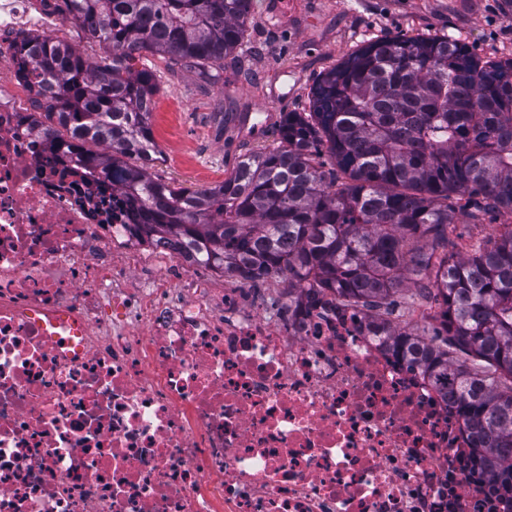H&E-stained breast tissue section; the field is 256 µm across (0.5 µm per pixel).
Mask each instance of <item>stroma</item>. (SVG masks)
I'll use <instances>...</instances> for the list:
<instances>
[{
  "mask_svg": "<svg viewBox=\"0 0 512 512\" xmlns=\"http://www.w3.org/2000/svg\"><path fill=\"white\" fill-rule=\"evenodd\" d=\"M400 35H445L480 60H506L512 0H251L248 37L215 79L162 55L142 57L158 86L151 125L161 155L153 177L190 189L222 182L241 156L278 145L281 114L308 111L326 72L367 43ZM220 106L234 122L218 126ZM510 228L507 216L474 224L461 212L448 227V248L463 256Z\"/></svg>",
  "mask_w": 512,
  "mask_h": 512,
  "instance_id": "stroma-1",
  "label": "stroma"
}]
</instances>
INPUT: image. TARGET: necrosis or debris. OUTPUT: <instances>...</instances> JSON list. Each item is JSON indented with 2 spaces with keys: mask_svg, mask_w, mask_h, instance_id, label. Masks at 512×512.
Masks as SVG:
<instances>
[{
  "mask_svg": "<svg viewBox=\"0 0 512 512\" xmlns=\"http://www.w3.org/2000/svg\"><path fill=\"white\" fill-rule=\"evenodd\" d=\"M58 24L0 0V512H502L455 401L367 315L212 287L46 148L3 64Z\"/></svg>",
  "mask_w": 512,
  "mask_h": 512,
  "instance_id": "necrosis-or-debris-1",
  "label": "necrosis or debris"
}]
</instances>
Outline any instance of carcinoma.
<instances>
[{"label": "carcinoma", "instance_id": "carcinoma-1", "mask_svg": "<svg viewBox=\"0 0 512 512\" xmlns=\"http://www.w3.org/2000/svg\"><path fill=\"white\" fill-rule=\"evenodd\" d=\"M250 9L63 0L104 57L24 40L20 79L39 94L58 86L33 130L60 160L111 181L141 235L174 237L184 258L242 280L286 272L289 300L326 291L386 325L393 355L455 392L475 473L512 512V230L460 259L436 254L456 211L475 224L512 214V58L483 62L447 36L370 42L322 76L309 111L282 115L279 146L243 156L207 188L154 180L157 85L136 62L150 52L222 67ZM325 152L336 171L323 170ZM406 294L408 311L418 298L437 304L431 333L392 320Z\"/></svg>", "mask_w": 512, "mask_h": 512}]
</instances>
